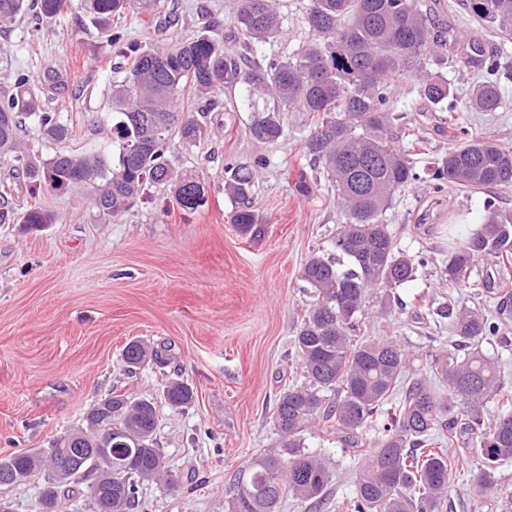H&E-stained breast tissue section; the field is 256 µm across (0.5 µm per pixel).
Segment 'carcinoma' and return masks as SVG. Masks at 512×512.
I'll list each match as a JSON object with an SVG mask.
<instances>
[{
  "label": "carcinoma",
  "instance_id": "cac0c4a2",
  "mask_svg": "<svg viewBox=\"0 0 512 512\" xmlns=\"http://www.w3.org/2000/svg\"><path fill=\"white\" fill-rule=\"evenodd\" d=\"M68 0H0V26L20 18L38 26L56 19ZM159 0H79L78 9L114 47L116 67L109 105L118 117L117 152L99 155L59 151L44 158L27 147L25 119L42 139L63 142L71 129L42 107L41 80L17 71L0 85V157L12 159L27 178L52 190L83 185L91 191L100 219L121 217L151 188H162L180 209L206 204L205 176L172 165V138L193 145L206 135L203 119L217 108V93L228 100L239 90L250 100H271L253 111L248 134L263 144L284 135V114L313 119L306 141L309 155L323 164L346 221L336 231L333 253L312 252L301 279L311 288L295 337L302 381L280 392L273 408L276 446L252 458L230 486L225 512H278L288 495L321 502L333 480L328 460L308 451L303 435L314 428L349 448L359 449L354 495L336 505L346 512H448L452 472L472 477L477 491L512 500L496 478L512 459V377L483 346L505 343L501 325L512 318V292H497L498 320L479 308L448 304L440 316L456 338L455 347L429 355L426 371L396 336L373 339L354 334L369 295L415 279L424 259L399 250L383 215L393 198L419 179L412 156L427 138L414 128L391 133L398 120L390 86L409 81L411 92L454 118L457 112H496L512 83V62L487 54L456 30L429 19L419 0H311L304 16L307 37L291 54L247 63L224 51L202 32L171 47L126 43L117 21L131 9L152 14ZM442 13L461 9L479 24L512 34V0H435ZM244 51L277 37L282 17L276 0H230ZM478 71L465 92L455 90L432 65ZM427 175L434 189L476 193L512 189V150L473 133L454 136ZM264 160L224 165V193L234 204L230 219L255 235L259 217L251 189ZM14 188L0 185V224H53L52 210L31 190L33 204L19 216L9 208ZM495 269L498 283L512 275V211L485 202L480 224L455 243L448 255V287L467 286L476 262ZM129 369L162 361L144 340L122 352ZM166 403L180 410L194 401L191 386L170 380ZM497 402L496 418L485 421L483 403ZM393 405V414L385 406ZM386 423H381L382 417ZM154 404L110 392L84 420L43 451L7 455L24 484L45 478L43 496L65 493L88 499L89 512H139V488L171 477L156 439ZM376 430L374 439L364 435ZM458 447L448 453L444 444Z\"/></svg>",
  "mask_w": 512,
  "mask_h": 512
}]
</instances>
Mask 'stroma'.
I'll list each match as a JSON object with an SVG mask.
<instances>
[{
  "instance_id": "35a3bbf8",
  "label": "stroma",
  "mask_w": 512,
  "mask_h": 512,
  "mask_svg": "<svg viewBox=\"0 0 512 512\" xmlns=\"http://www.w3.org/2000/svg\"><path fill=\"white\" fill-rule=\"evenodd\" d=\"M276 3L283 31L255 57L290 54L305 35L309 0ZM225 4L162 0L160 14L127 21L128 37L169 46L215 19L225 50L241 54ZM32 42L38 55L28 50ZM114 58V48L75 8L37 28L23 20L0 30V78L19 70L39 76L45 109L60 114L72 131L69 148L83 153H112ZM393 89L399 127H418L429 140L417 158L418 168H427L447 150L454 128L447 113L414 101L404 83ZM252 113L238 94L234 105L211 112V132L200 144L175 145L177 165L205 174L207 202L197 211L156 193L106 224L88 189L74 187L41 192L58 223L26 231L0 224V456L48 447L109 392H127L155 403L159 446L180 486L175 492L144 484V512H224L234 474L274 442V400L298 377L294 338L309 301L301 268L312 251L331 250L343 222L330 188L297 184L298 171L317 173L304 148L306 117L287 113L284 137L268 146L247 134ZM461 119L512 148V86L499 111ZM260 156L268 164L253 196L266 233L254 239L229 222L224 164ZM484 200L481 193L437 192L422 180L393 199L385 224L398 248L425 254L426 263L414 281L370 297L360 336L393 329L420 367L451 342L439 307L455 301L494 312L485 266H477L469 287L453 292L445 277L449 233L480 223ZM134 338L165 349L167 364L127 373L122 350ZM171 378L192 387L191 406L175 411L165 403L163 385ZM305 444L329 458L336 473L315 512H336L337 501L354 493L357 458L315 431ZM449 499L453 512H505L501 500L479 494L462 475L452 476Z\"/></svg>"
}]
</instances>
